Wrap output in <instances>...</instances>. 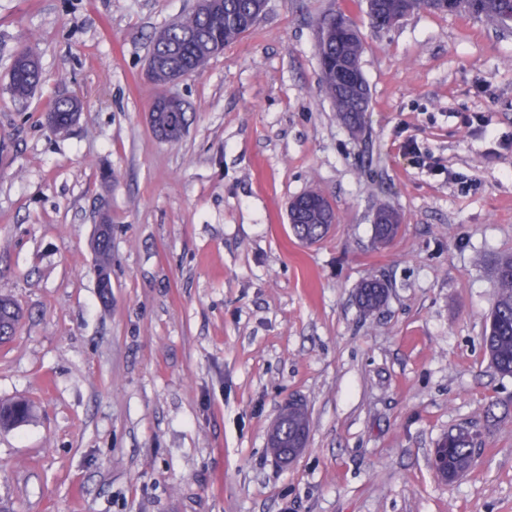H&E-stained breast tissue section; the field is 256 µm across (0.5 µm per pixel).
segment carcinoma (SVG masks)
Wrapping results in <instances>:
<instances>
[{
  "label": "carcinoma",
  "mask_w": 512,
  "mask_h": 512,
  "mask_svg": "<svg viewBox=\"0 0 512 512\" xmlns=\"http://www.w3.org/2000/svg\"><path fill=\"white\" fill-rule=\"evenodd\" d=\"M260 0H215V5L199 8L190 16L168 25L156 37L153 53L157 70L151 81L162 85L170 77L186 68L203 69L215 48L237 40L247 31L245 20L258 8ZM464 12L475 18L507 27L512 23V0H452L445 5L439 0H367L366 16L370 24L381 26L414 12ZM318 57L321 83L341 118L353 130H366L365 115L370 107V88L365 77L350 79L351 69L361 66L363 41L355 22L343 11L330 13L318 25ZM38 58L29 50H20L12 63L8 89L17 101L26 100L42 82ZM82 112L81 101L74 96L57 98L49 108L48 117L59 128H69ZM151 116L152 128L158 134L174 123L172 113L156 101ZM373 225L374 239L390 242L398 233L399 217L389 209L377 211ZM336 216L325 202L307 210L299 218H292L291 229L296 238L314 243L329 232ZM99 275L108 273L112 260V246L95 244ZM497 299L484 336V345L496 370L512 375V258L500 263L496 270ZM386 284L380 281L363 283L358 291V302L367 312L379 308L385 301ZM22 318L19 305L12 299L0 297V344L15 336ZM30 404L15 401L0 404V427L16 426L27 420ZM309 429V420L301 407L291 404L281 416L280 435L284 443L294 444L301 429ZM441 463L447 479L462 476L473 463L474 439L465 430L449 432L437 443Z\"/></svg>",
  "instance_id": "1"
}]
</instances>
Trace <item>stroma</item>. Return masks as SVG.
Instances as JSON below:
<instances>
[{
  "mask_svg": "<svg viewBox=\"0 0 512 512\" xmlns=\"http://www.w3.org/2000/svg\"><path fill=\"white\" fill-rule=\"evenodd\" d=\"M198 0H0V512H512V376L485 352L498 263L512 257V32L465 13L372 28L365 0H267L201 72L159 86L156 34ZM356 22L371 91L353 133L320 83L317 23ZM31 50L44 80L14 103ZM182 98L175 143L149 123ZM78 95L56 132L51 102ZM417 143L425 162L404 151ZM337 217L309 245L288 205ZM401 217L375 244L372 219ZM112 224L102 301L94 228ZM388 285L367 315L356 292ZM301 400L307 446L267 451ZM465 428L471 468L431 455ZM43 75L38 58L29 50H20L12 63L8 89L17 101L26 100L42 82ZM22 318L19 305L12 299L0 297V344H6L15 336ZM30 414V404L26 401H15L0 404V427L7 428L25 422Z\"/></svg>",
  "mask_w": 512,
  "mask_h": 512,
  "instance_id": "obj_1",
  "label": "stroma"
}]
</instances>
